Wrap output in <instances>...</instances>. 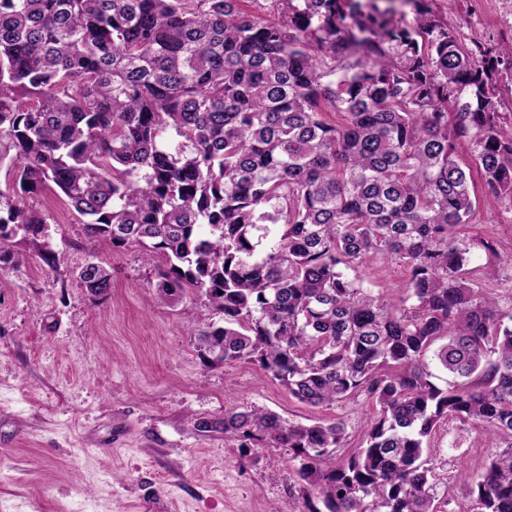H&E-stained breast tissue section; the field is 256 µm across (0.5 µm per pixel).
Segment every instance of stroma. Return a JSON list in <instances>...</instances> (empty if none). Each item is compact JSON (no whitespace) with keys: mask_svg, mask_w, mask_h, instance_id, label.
<instances>
[{"mask_svg":"<svg viewBox=\"0 0 512 512\" xmlns=\"http://www.w3.org/2000/svg\"><path fill=\"white\" fill-rule=\"evenodd\" d=\"M432 8L462 43L512 38V0H434ZM481 205L462 228L477 262L480 241H494L505 273L497 288L512 304V206ZM47 211L58 262L49 268L17 243L20 263H0V512H269L285 504L304 512L296 465L284 448L239 447L201 422L255 405L288 421L344 420L347 452L362 441L370 405L357 398L310 407L292 399L259 364L210 365L196 333L211 314L184 295L167 304L156 294L161 258L133 245L88 238L51 191ZM105 266L112 287L93 298L79 270ZM362 284L391 302L404 295L407 271L397 261L366 264ZM496 453L488 436L454 418L429 440L436 474L456 483L480 472Z\"/></svg>","mask_w":512,"mask_h":512,"instance_id":"obj_1","label":"stroma"}]
</instances>
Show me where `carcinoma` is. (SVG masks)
Wrapping results in <instances>:
<instances>
[{
	"label": "carcinoma",
	"mask_w": 512,
	"mask_h": 512,
	"mask_svg": "<svg viewBox=\"0 0 512 512\" xmlns=\"http://www.w3.org/2000/svg\"><path fill=\"white\" fill-rule=\"evenodd\" d=\"M240 2L0 0V263L18 237L54 267L28 203L52 189L89 236L164 259L160 300L221 317L203 359L257 362L306 405L371 403L348 456L341 421H218L292 451L308 512H439L422 457L441 420L512 440V305L458 232L478 210L463 146L488 202L512 203V48L463 49L426 0H405L411 22L378 0ZM388 259L408 271L398 305L359 276ZM78 277L112 288L94 262ZM456 493L512 512V444Z\"/></svg>",
	"instance_id": "1"
}]
</instances>
